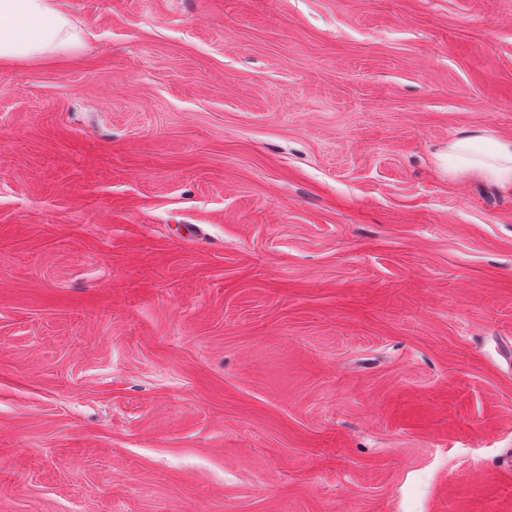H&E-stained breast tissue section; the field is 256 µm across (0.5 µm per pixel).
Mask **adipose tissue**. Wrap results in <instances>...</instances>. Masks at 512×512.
<instances>
[{"label":"adipose tissue","instance_id":"obj_1","mask_svg":"<svg viewBox=\"0 0 512 512\" xmlns=\"http://www.w3.org/2000/svg\"><path fill=\"white\" fill-rule=\"evenodd\" d=\"M79 35L57 0H0V59L27 60L69 51ZM449 173L512 190V138L462 130L448 142Z\"/></svg>","mask_w":512,"mask_h":512}]
</instances>
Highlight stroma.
<instances>
[{
    "label": "stroma",
    "mask_w": 512,
    "mask_h": 512,
    "mask_svg": "<svg viewBox=\"0 0 512 512\" xmlns=\"http://www.w3.org/2000/svg\"><path fill=\"white\" fill-rule=\"evenodd\" d=\"M0 60V512H512V0H58ZM79 41L56 0H0V59L60 54ZM483 144V149L478 146ZM448 172L474 177L512 190V138L493 136L485 129L462 130L448 142Z\"/></svg>",
    "instance_id": "35a3bbf8"
}]
</instances>
